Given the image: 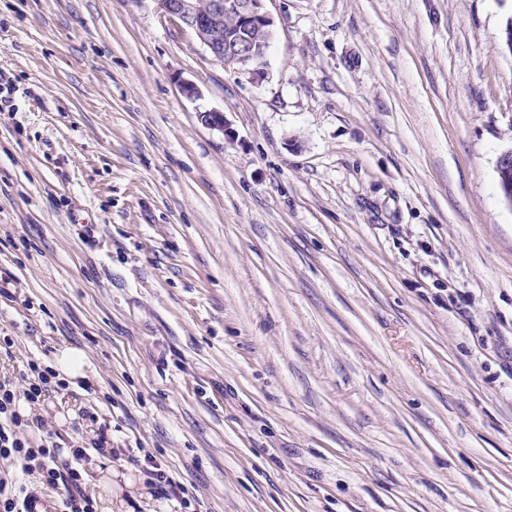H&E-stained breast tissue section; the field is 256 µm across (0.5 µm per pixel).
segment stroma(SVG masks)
Listing matches in <instances>:
<instances>
[{
    "instance_id": "obj_1",
    "label": "stroma",
    "mask_w": 512,
    "mask_h": 512,
    "mask_svg": "<svg viewBox=\"0 0 512 512\" xmlns=\"http://www.w3.org/2000/svg\"><path fill=\"white\" fill-rule=\"evenodd\" d=\"M266 9L236 73L155 0H0V336L204 512H512V0Z\"/></svg>"
}]
</instances>
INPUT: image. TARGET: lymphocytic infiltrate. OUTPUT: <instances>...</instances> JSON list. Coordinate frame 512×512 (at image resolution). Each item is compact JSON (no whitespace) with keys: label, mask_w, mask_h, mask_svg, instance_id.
Returning <instances> with one entry per match:
<instances>
[{"label":"lymphocytic infiltrate","mask_w":512,"mask_h":512,"mask_svg":"<svg viewBox=\"0 0 512 512\" xmlns=\"http://www.w3.org/2000/svg\"><path fill=\"white\" fill-rule=\"evenodd\" d=\"M24 385H17V378ZM70 382L52 366L28 360L19 374H0V512H98L89 490L94 458L110 455L106 434L83 440L66 439L49 429L37 412L51 394L68 390ZM138 466L145 484L170 512H202L184 485L152 455Z\"/></svg>","instance_id":"f902f5d3"}]
</instances>
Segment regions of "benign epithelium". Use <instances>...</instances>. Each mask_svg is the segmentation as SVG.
I'll use <instances>...</instances> for the list:
<instances>
[{
    "label": "benign epithelium",
    "mask_w": 512,
    "mask_h": 512,
    "mask_svg": "<svg viewBox=\"0 0 512 512\" xmlns=\"http://www.w3.org/2000/svg\"><path fill=\"white\" fill-rule=\"evenodd\" d=\"M160 12L179 20L193 31L212 60L238 71H255L263 64L267 47L255 40L253 28L273 36L274 21L265 7L266 0H155ZM237 18L239 27L224 34V41L214 40L208 32L224 24V16ZM498 168L503 172L500 196L512 208V152L500 156Z\"/></svg>",
    "instance_id": "1"
}]
</instances>
